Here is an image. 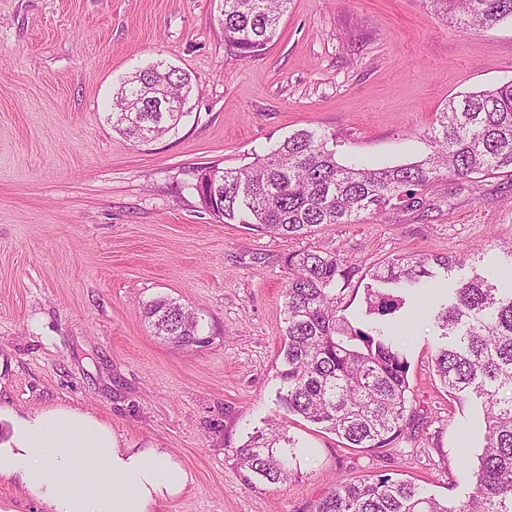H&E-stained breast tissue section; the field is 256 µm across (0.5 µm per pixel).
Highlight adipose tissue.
Here are the masks:
<instances>
[{
    "mask_svg": "<svg viewBox=\"0 0 512 512\" xmlns=\"http://www.w3.org/2000/svg\"><path fill=\"white\" fill-rule=\"evenodd\" d=\"M13 475L52 512H154L185 483L166 449L120 447L110 427L69 407L14 420L0 444V478Z\"/></svg>",
    "mask_w": 512,
    "mask_h": 512,
    "instance_id": "ef3b65f1",
    "label": "adipose tissue"
}]
</instances>
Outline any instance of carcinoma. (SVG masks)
I'll return each instance as SVG.
<instances>
[{
    "instance_id": "obj_1",
    "label": "carcinoma",
    "mask_w": 512,
    "mask_h": 512,
    "mask_svg": "<svg viewBox=\"0 0 512 512\" xmlns=\"http://www.w3.org/2000/svg\"><path fill=\"white\" fill-rule=\"evenodd\" d=\"M425 3L466 30L512 20V0ZM287 4L224 0L219 25L225 50L242 61L265 54ZM190 92L187 73L161 63L142 68L113 94L108 120L135 143L154 141L178 127ZM424 139L430 150L418 161L345 165L336 159L342 146L336 133L303 128L251 162L222 169L214 183L200 171L195 185L206 191L204 212L226 224L287 237L323 224H352L363 213L423 217L434 208L428 196L433 183L475 184L512 172V83L449 99ZM480 255L393 256L369 273L366 303L374 319L360 326L336 306L340 286L352 281L355 268L343 266L332 252L288 255L277 404L345 440L348 448H391L403 433L410 365L389 321L404 305L401 292L427 287L437 269H473L440 305L434 325L441 383L458 401L481 404L483 445L472 472L474 491L463 500H438L412 482L366 475L334 483L314 512H512V287L500 289L476 272ZM143 315L155 335L178 347L204 342L198 317L172 299L151 301ZM297 444L286 422L268 419L237 449L238 466L251 479L284 485L301 473L304 450Z\"/></svg>"
}]
</instances>
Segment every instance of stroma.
I'll return each instance as SVG.
<instances>
[{
	"mask_svg": "<svg viewBox=\"0 0 512 512\" xmlns=\"http://www.w3.org/2000/svg\"><path fill=\"white\" fill-rule=\"evenodd\" d=\"M218 0H0V440L11 416L71 407L123 448H164L187 483L157 512H314L337 479L389 474L442 500L472 492L482 411L442 387L431 323L400 344L410 363L405 434L348 448L287 417L302 477L247 482L236 450L277 404L290 253L335 252L361 272L397 254L512 256V175L454 208L397 222L364 214L304 237L202 212L201 168L250 162L306 127L342 135L339 160L402 164L448 99L512 83V20L448 26L423 0H290L274 44L227 55ZM161 61L187 71L178 131L133 145L107 120L121 79ZM176 299L206 343L153 336L143 307Z\"/></svg>",
	"mask_w": 512,
	"mask_h": 512,
	"instance_id": "obj_1",
	"label": "stroma"
}]
</instances>
